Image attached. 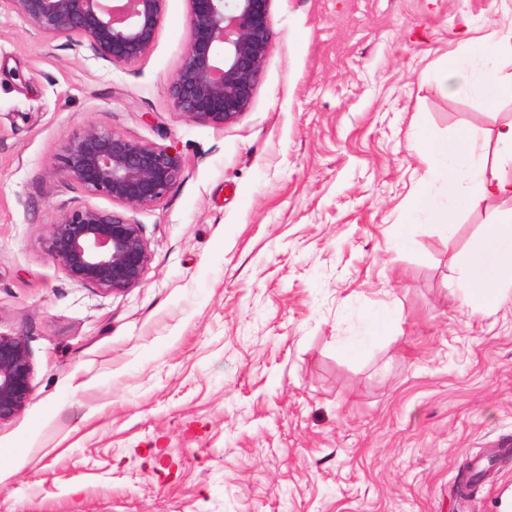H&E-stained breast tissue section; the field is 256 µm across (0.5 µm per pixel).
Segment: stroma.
<instances>
[{"mask_svg":"<svg viewBox=\"0 0 512 512\" xmlns=\"http://www.w3.org/2000/svg\"><path fill=\"white\" fill-rule=\"evenodd\" d=\"M187 18L164 0L151 49L111 63L0 0V333L33 367L31 403L0 422V512H512V457L456 490L512 442V299L474 314L451 287L512 199L453 212L449 234L408 215L425 188L448 204L417 127L496 154L512 101L442 78L462 30L512 37V12L272 0L254 97L222 127L169 93ZM90 125L183 168L134 212L149 269L114 295L40 244L62 210L109 205L57 169Z\"/></svg>","mask_w":512,"mask_h":512,"instance_id":"stroma-1","label":"stroma"}]
</instances>
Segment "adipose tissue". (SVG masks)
<instances>
[{"label": "adipose tissue", "instance_id": "ef3b65f1", "mask_svg": "<svg viewBox=\"0 0 512 512\" xmlns=\"http://www.w3.org/2000/svg\"><path fill=\"white\" fill-rule=\"evenodd\" d=\"M503 53L493 35L462 40L448 56L446 78L452 89L479 90L491 104L512 100V73L498 66ZM496 139L498 157L491 162L470 133L445 141L421 133L419 148L447 182L453 205L475 209L488 197L512 196V122L498 129ZM453 264L464 276L462 302L471 312L496 309L512 297V210L495 215L478 242L455 255Z\"/></svg>", "mask_w": 512, "mask_h": 512}]
</instances>
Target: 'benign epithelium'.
<instances>
[{"label": "benign epithelium", "instance_id": "1", "mask_svg": "<svg viewBox=\"0 0 512 512\" xmlns=\"http://www.w3.org/2000/svg\"><path fill=\"white\" fill-rule=\"evenodd\" d=\"M47 36L88 39L94 54L131 64L156 39L163 0H11ZM188 40L170 82L177 109L215 127L232 123L251 104L271 39V0H187ZM59 172L84 192L108 199L59 213L41 246L74 282L104 294L140 285L150 253L142 225L128 213L158 203L181 178L177 155L159 145L93 125L64 146ZM32 365L24 338L0 334V421L32 397Z\"/></svg>", "mask_w": 512, "mask_h": 512}]
</instances>
